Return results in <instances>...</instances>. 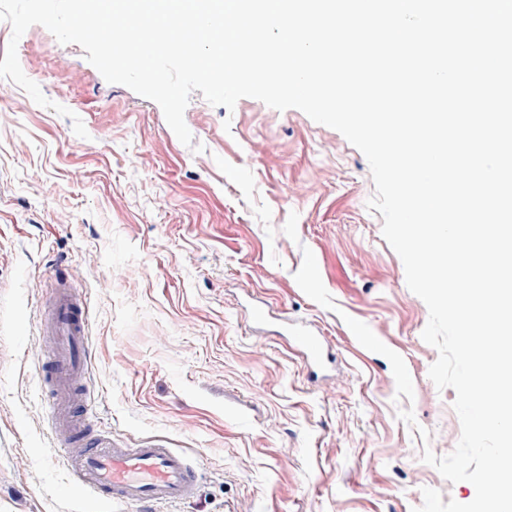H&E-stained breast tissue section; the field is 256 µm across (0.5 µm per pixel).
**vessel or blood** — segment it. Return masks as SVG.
<instances>
[{
	"instance_id": "obj_1",
	"label": "vessel or blood",
	"mask_w": 512,
	"mask_h": 512,
	"mask_svg": "<svg viewBox=\"0 0 512 512\" xmlns=\"http://www.w3.org/2000/svg\"><path fill=\"white\" fill-rule=\"evenodd\" d=\"M46 316L57 338L47 373L51 430L55 446L66 452L71 477L112 504L153 507L191 499L200 473L178 449L160 444L120 448L90 430L92 398L82 388L92 365L85 304L63 287L50 299Z\"/></svg>"
}]
</instances>
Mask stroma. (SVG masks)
Instances as JSON below:
<instances>
[{
    "label": "stroma",
    "instance_id": "stroma-1",
    "mask_svg": "<svg viewBox=\"0 0 512 512\" xmlns=\"http://www.w3.org/2000/svg\"><path fill=\"white\" fill-rule=\"evenodd\" d=\"M17 54L72 115L0 79V512H88L39 382L40 314L61 278L90 311L94 429L180 449L202 474L195 498L157 512H413L426 487L474 496L421 459L455 449L456 392L428 375V308L368 207L361 151L299 109L230 111L198 90L189 147L79 45L34 25Z\"/></svg>",
    "mask_w": 512,
    "mask_h": 512
}]
</instances>
